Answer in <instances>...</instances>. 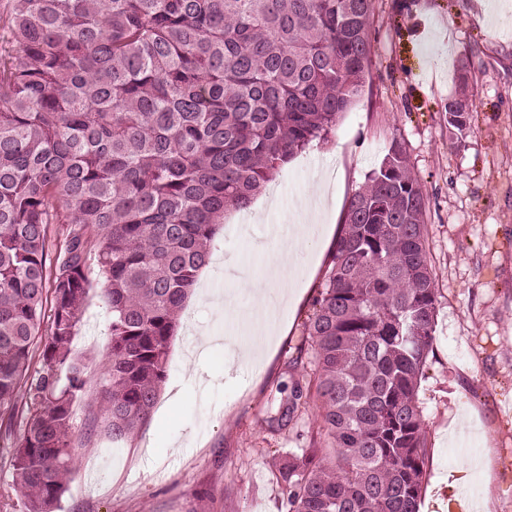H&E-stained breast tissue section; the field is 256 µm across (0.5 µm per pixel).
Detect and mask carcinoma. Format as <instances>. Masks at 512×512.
Here are the masks:
<instances>
[{
	"mask_svg": "<svg viewBox=\"0 0 512 512\" xmlns=\"http://www.w3.org/2000/svg\"><path fill=\"white\" fill-rule=\"evenodd\" d=\"M373 13L374 0H0V475L22 512H58L76 470L91 266L111 321L90 407L118 445L150 418L224 216L361 94ZM445 111L467 128V80ZM427 206L397 143L348 200L303 325L308 386L287 402L327 440L277 469L285 512H420L417 389L438 312Z\"/></svg>",
	"mask_w": 512,
	"mask_h": 512,
	"instance_id": "1",
	"label": "carcinoma"
}]
</instances>
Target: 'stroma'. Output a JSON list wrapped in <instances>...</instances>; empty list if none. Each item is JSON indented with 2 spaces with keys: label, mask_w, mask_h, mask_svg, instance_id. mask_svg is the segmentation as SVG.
<instances>
[{
  "label": "stroma",
  "mask_w": 512,
  "mask_h": 512,
  "mask_svg": "<svg viewBox=\"0 0 512 512\" xmlns=\"http://www.w3.org/2000/svg\"><path fill=\"white\" fill-rule=\"evenodd\" d=\"M375 0L365 86L328 141L284 165L249 209L227 214L182 313L167 380L148 422L120 448L75 405L84 429L62 512H280L275 479L288 454L311 447L314 416L276 422L295 382L302 325L324 283L348 198L399 142L429 205L427 247L438 290L433 350L417 393L429 448L421 512L477 498L480 512H512V0ZM472 60L470 127L448 131L444 105ZM327 182L311 224L322 236L297 246V296L260 374L225 343L222 302L254 306L249 282L280 253L273 235L295 200ZM273 196L277 207L264 203ZM109 311L99 293L74 337L100 358Z\"/></svg>",
  "instance_id": "obj_1"
}]
</instances>
